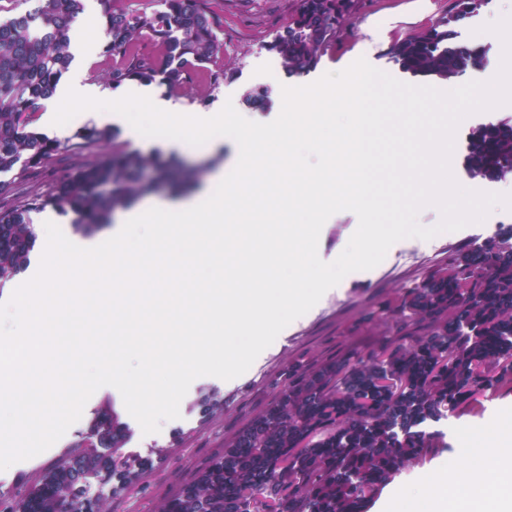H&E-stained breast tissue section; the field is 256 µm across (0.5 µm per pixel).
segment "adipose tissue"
I'll use <instances>...</instances> for the list:
<instances>
[{
    "label": "adipose tissue",
    "instance_id": "adipose-tissue-1",
    "mask_svg": "<svg viewBox=\"0 0 512 512\" xmlns=\"http://www.w3.org/2000/svg\"><path fill=\"white\" fill-rule=\"evenodd\" d=\"M490 441L480 459L463 454L452 471L441 470L428 477L420 494L405 490L390 493L377 512H396L408 501L412 512H448L452 502L490 498L489 512H512V422L495 421L488 427Z\"/></svg>",
    "mask_w": 512,
    "mask_h": 512
}]
</instances>
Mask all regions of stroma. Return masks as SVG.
I'll list each match as a JSON object with an SVG mask.
<instances>
[{
    "label": "stroma",
    "mask_w": 512,
    "mask_h": 512,
    "mask_svg": "<svg viewBox=\"0 0 512 512\" xmlns=\"http://www.w3.org/2000/svg\"><path fill=\"white\" fill-rule=\"evenodd\" d=\"M452 0H359L349 21L337 32L334 44L326 50L317 67L307 75L288 76L272 45L290 20L294 0H211L213 9L222 17L224 52L210 69L197 72L180 90L168 98L193 113L217 112L225 102H232L244 118L268 123L275 120L282 107V86L312 83L328 72L347 68L358 58L397 80L417 84V77L403 72L390 58L392 43L404 40L445 20ZM512 15V0H490L478 14L459 29L461 41L484 45L494 41L484 24ZM265 93L264 106L247 104L248 95ZM512 119V105L495 112L467 116L460 123L452 156V172L459 184L473 190L507 193L512 180L491 182L472 178L465 167L464 155L468 139L481 124ZM113 145L129 151L152 154L161 160L182 159L203 165L207 171L232 170L239 158L237 143L220 137L215 151L205 147L175 148L165 138H146L127 134L124 124L115 122ZM113 145L93 150L96 159L111 154ZM75 158L67 152L54 155L30 179L11 184L4 195L10 203H19L35 193L49 191L56 182L68 176ZM512 225V210L495 208L483 222L468 225L455 232H444L430 240L406 238L393 244L384 260L376 267L355 271L329 289L306 314L285 327L275 341L264 350L262 358L241 376L225 381L203 376L195 379L180 403L178 419L163 422L159 432L143 434L139 423L125 408L121 394L111 387H100L84 406L80 419L50 448L27 460L0 471V505L16 504L21 496L37 487L70 443L85 431L102 404H110L121 421L128 423L131 436L121 453L124 459L142 463L136 477L121 491H113L111 482L97 479L93 486L108 493L112 512H153L155 503L175 494L195 473L224 453L232 440L251 419L269 406L288 384L291 371L308 367L341 353L368 352L385 342L380 318L366 319L365 314L377 310L398 289L420 281L436 267L471 244L494 236L506 225ZM358 226L353 212L341 211L323 225L318 242V255L333 262L346 248ZM224 399V413L204 415L202 401L210 393ZM512 409V390L479 398L460 408L452 417L454 434L448 445L422 464L397 476L393 484L401 486L419 479L444 461L453 460L461 440L481 447L485 440V424L501 412ZM165 449L157 457V449Z\"/></svg>",
    "instance_id": "1"
}]
</instances>
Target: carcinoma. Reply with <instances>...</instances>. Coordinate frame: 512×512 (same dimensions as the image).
Here are the masks:
<instances>
[{
  "instance_id": "obj_1",
  "label": "carcinoma",
  "mask_w": 512,
  "mask_h": 512,
  "mask_svg": "<svg viewBox=\"0 0 512 512\" xmlns=\"http://www.w3.org/2000/svg\"><path fill=\"white\" fill-rule=\"evenodd\" d=\"M101 2L114 88L136 81L176 91L224 49L222 18L210 0H160L158 8L143 0L120 9ZM486 4L454 0L442 29L397 41L389 54L417 76L456 80L489 52L459 42L456 31ZM354 6L355 0H296L288 28L272 45L285 72L315 69ZM83 12V0H38L0 20V174L22 182L64 147L79 155L113 139L111 129L88 125L64 144L32 126L73 60L71 31ZM142 40L162 45L163 54L140 52ZM465 163L476 179L512 177V120L477 128ZM147 170L155 185L173 189L194 178L176 161L118 149L105 160L79 162L46 194L1 205L0 291L29 266L38 243L34 214L49 207L70 213L74 230L92 236L147 188ZM382 319L396 339L295 372L224 455L154 512H368L404 469L448 447L432 425L479 397L512 389V225L402 289ZM128 437V425L102 406L71 451L10 512H108L106 501L87 498V480L129 471L120 461Z\"/></svg>"
}]
</instances>
